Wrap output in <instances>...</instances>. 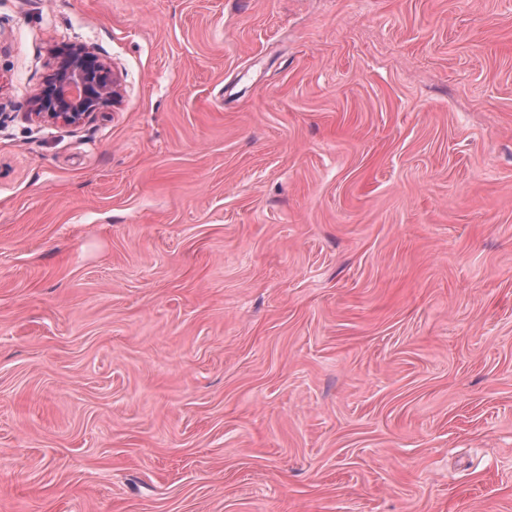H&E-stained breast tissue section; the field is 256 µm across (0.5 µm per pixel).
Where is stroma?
I'll list each match as a JSON object with an SVG mask.
<instances>
[{"instance_id": "35a3bbf8", "label": "stroma", "mask_w": 512, "mask_h": 512, "mask_svg": "<svg viewBox=\"0 0 512 512\" xmlns=\"http://www.w3.org/2000/svg\"><path fill=\"white\" fill-rule=\"evenodd\" d=\"M0 512H512V0H0ZM51 74L30 98L31 117L79 125L120 96L110 67L87 46L72 43L52 52Z\"/></svg>"}]
</instances>
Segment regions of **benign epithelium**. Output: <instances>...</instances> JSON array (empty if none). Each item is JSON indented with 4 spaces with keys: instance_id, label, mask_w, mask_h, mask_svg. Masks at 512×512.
Segmentation results:
<instances>
[{
    "instance_id": "obj_1",
    "label": "benign epithelium",
    "mask_w": 512,
    "mask_h": 512,
    "mask_svg": "<svg viewBox=\"0 0 512 512\" xmlns=\"http://www.w3.org/2000/svg\"><path fill=\"white\" fill-rule=\"evenodd\" d=\"M52 58L51 74L30 98V115L35 119L79 125L118 100V79L87 46H63L53 50Z\"/></svg>"
}]
</instances>
